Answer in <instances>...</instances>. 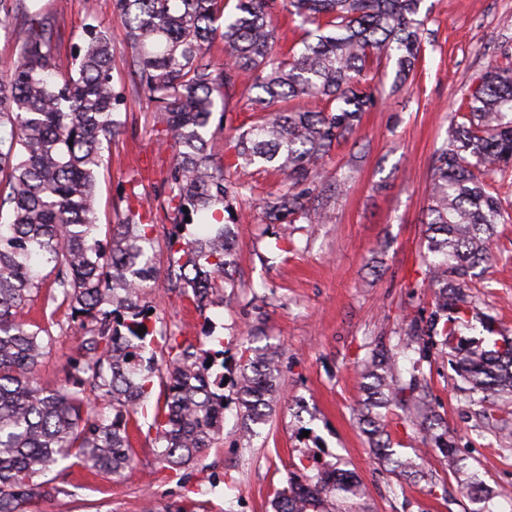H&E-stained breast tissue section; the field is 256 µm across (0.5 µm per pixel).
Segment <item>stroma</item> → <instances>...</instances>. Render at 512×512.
<instances>
[{
	"mask_svg": "<svg viewBox=\"0 0 512 512\" xmlns=\"http://www.w3.org/2000/svg\"><path fill=\"white\" fill-rule=\"evenodd\" d=\"M59 25L56 45L74 50L87 23L109 30L112 78L126 90L121 108L125 130L104 151L99 173L98 218L116 224L128 212L150 211L158 225V266L168 260L170 221L163 211L160 165L167 159L155 104L131 92L126 29L112 0H43ZM429 38L412 84L391 92L321 166L327 182H343L331 201L334 220L309 224L265 223L259 200L281 184L278 173L238 170L252 185L236 209L245 221L235 228L238 266L227 302L196 312L164 284L147 289L145 301L158 327L184 328L192 342L213 348L224 340V364L234 369L247 348H273L281 361L280 400L252 441L239 437L238 409L224 411L223 443L175 475L159 461L153 438L133 433L137 459L119 475L75 467L58 473L64 492L39 501L38 512H169L193 500L199 512H272L276 490L287 486L299 457L318 467L339 468L361 482L372 512H475L476 503L448 468V457L401 411L388 415L393 448L420 456L433 483L396 475L372 453L357 425L360 373L378 344L393 347L404 324L428 317L431 294L422 261L421 220L436 150L448 137L453 116L476 77L512 59V0H422ZM506 223L489 241L493 260L473 290L480 309L495 319L499 336L512 339V170L496 175ZM33 319L51 318L53 348L39 381L54 388L68 381L67 357L78 338L66 309H52L44 296L29 309ZM420 380L457 447L462 465L477 472L495 493L497 512H512V402L493 420L463 392L451 350L434 343L421 363Z\"/></svg>",
	"mask_w": 512,
	"mask_h": 512,
	"instance_id": "stroma-1",
	"label": "stroma"
}]
</instances>
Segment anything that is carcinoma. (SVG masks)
I'll list each match as a JSON object with an SVG mask.
<instances>
[{"label": "carcinoma", "instance_id": "carcinoma-1", "mask_svg": "<svg viewBox=\"0 0 512 512\" xmlns=\"http://www.w3.org/2000/svg\"><path fill=\"white\" fill-rule=\"evenodd\" d=\"M233 10H227L229 2ZM422 0H113L126 27L137 93L157 107L172 157L160 171L172 220L170 261L156 267L150 254L157 225L133 213L106 227L99 239L97 176L104 144L125 126L124 90L112 82V45L105 27L87 24L71 55L55 43L56 22L40 0H0V30L17 53L0 70V512H29L62 489L48 474L64 462L96 474L132 466L130 433L155 434L166 468L178 472L217 446L231 386L242 432L266 422L279 388L277 356L266 348L224 373V351L195 346L182 331L162 333L141 306L149 283L203 312L234 284L237 257L230 225L241 223L234 203L251 188L231 170L273 169L284 183L262 200L266 220L309 224L329 219L328 199L341 188L321 179L320 164L353 134L362 113L384 93L368 73L396 60L391 92L414 72L426 39ZM301 19L302 47H278L276 13ZM24 26L11 30L16 17ZM224 44L230 64L216 66L211 44ZM250 101L255 119L222 156L208 132L217 102ZM463 122L437 151L424 210L422 255L433 307L413 318L396 351L380 350L365 367V398L357 420L375 455L401 476L425 477L420 464L395 456L379 409L396 407L424 436L441 424L432 405L414 395L420 360L404 383L398 358L422 336H440L461 357L457 371L478 394L483 415L512 399V344L491 337V318L477 312L468 292L475 270L489 260L488 239L506 223L494 176L512 168V66L478 77ZM200 220L212 231L187 238ZM48 300L70 309L80 342L70 355L83 377L54 389L37 382L53 337L24 320L44 284ZM478 320L488 336L465 344L460 328ZM146 332L139 334V327ZM164 340L165 399L148 415L156 363L154 337ZM93 391L100 405L91 402ZM112 408V419L100 407ZM299 457L274 512H365L358 482L314 470ZM463 485L480 492L477 512H494L492 492L475 476Z\"/></svg>", "mask_w": 512, "mask_h": 512}]
</instances>
